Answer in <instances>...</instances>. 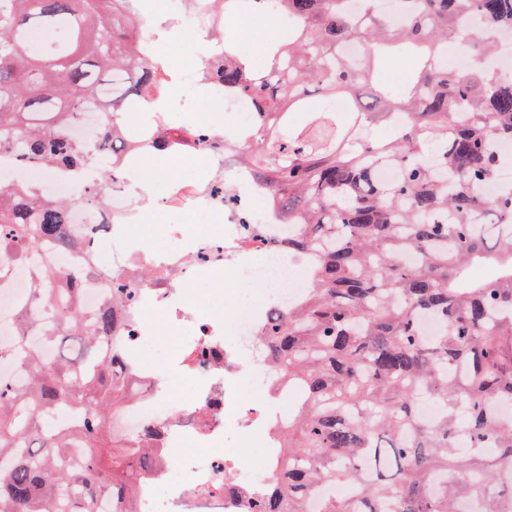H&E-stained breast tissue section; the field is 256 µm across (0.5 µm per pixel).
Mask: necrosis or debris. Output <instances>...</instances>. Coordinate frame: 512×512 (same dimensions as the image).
<instances>
[{"label": "necrosis or debris", "mask_w": 512, "mask_h": 512, "mask_svg": "<svg viewBox=\"0 0 512 512\" xmlns=\"http://www.w3.org/2000/svg\"><path fill=\"white\" fill-rule=\"evenodd\" d=\"M214 0H165L161 20L142 41L146 62H168L179 49L180 31L209 38L224 27L223 11ZM209 54L196 57L193 66L178 70L175 88L163 91L158 132L172 159L197 158L214 173L203 184L172 181L159 204L166 210L200 220L220 219L219 230L208 236L186 233L179 224L164 227L166 245H132L128 227L147 217L152 198L149 185L128 175L115 177L99 203L77 200L72 178L51 165L25 169V181L45 196L73 200L70 222L77 237L95 253L100 276L84 285L81 307L97 312L117 306L123 321L112 343L141 351L149 341L140 319L144 305L166 315L183 332L176 355L165 358L167 368L187 380L192 393L175 398L159 378L130 367L133 389L125 406L109 420L114 433L135 438L153 427V441L161 455L178 457L180 476L171 479L167 466H159L153 479L138 491L139 512H246L245 498H260L275 481L269 462L246 463L225 451L229 431L262 434L269 413L264 405L240 402L242 386L278 395L279 386L267 363L249 360L248 354L263 340L272 310L287 312L309 286L305 257L289 254L288 227L270 207H260L264 188L249 168L234 164L228 153L231 138L223 127L209 123L215 107L235 114L240 128L255 123L251 98L228 93L220 81H204ZM204 87L205 100L194 96ZM232 269L240 277L263 284L257 299L238 300L234 309H203L183 292L189 282ZM132 288L131 301L115 302L116 284ZM33 288L28 266L13 264L0 280V342L10 343L22 300Z\"/></svg>", "instance_id": "necrosis-or-debris-1"}]
</instances>
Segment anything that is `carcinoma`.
I'll return each mask as SVG.
<instances>
[{
    "label": "carcinoma",
    "instance_id": "obj_1",
    "mask_svg": "<svg viewBox=\"0 0 512 512\" xmlns=\"http://www.w3.org/2000/svg\"><path fill=\"white\" fill-rule=\"evenodd\" d=\"M140 0H0V152L17 165L98 167L112 178L121 114L160 97V67L139 43ZM297 24L265 57L224 40L214 76L253 96L257 120L233 160L250 166L295 225L288 253L312 258V285L288 314L267 322L266 358L297 396L274 432L278 481L256 512H307L326 484L352 497L321 512H512V183L489 189L512 139V70L495 79L488 60L512 39V0H396L391 25L378 0H278ZM51 34L38 50L33 32ZM467 41L464 73L442 61L448 41ZM353 43L358 60L341 55ZM398 60L413 71L397 93L380 80ZM323 97L377 84L350 115L311 107ZM112 125L92 152L67 127L98 102ZM403 124L372 141L380 120ZM397 170L391 183L378 168ZM69 205L0 179V260L29 264L37 288L18 314L7 354L23 375L0 380V512H133L135 490L158 455L148 436L111 433L126 402L123 363L112 351V309L88 314L82 286L97 269L61 277L50 256L73 249ZM483 264L490 276L473 280ZM55 319L31 337L34 317ZM441 325L432 339L421 321ZM81 336L79 357L48 359L40 343ZM436 407L422 418L417 402ZM78 414L72 429L58 416ZM110 434L112 472L98 442Z\"/></svg>",
    "mask_w": 512,
    "mask_h": 512
}]
</instances>
